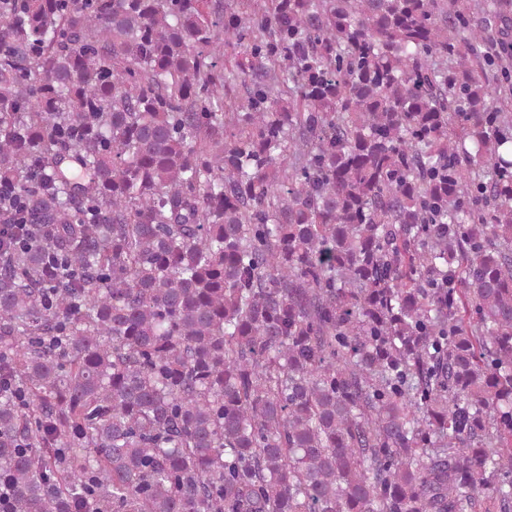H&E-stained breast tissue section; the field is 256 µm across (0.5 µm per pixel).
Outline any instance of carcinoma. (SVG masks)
I'll use <instances>...</instances> for the list:
<instances>
[{
    "mask_svg": "<svg viewBox=\"0 0 512 512\" xmlns=\"http://www.w3.org/2000/svg\"><path fill=\"white\" fill-rule=\"evenodd\" d=\"M211 2L0 6L6 512H512V0Z\"/></svg>",
    "mask_w": 512,
    "mask_h": 512,
    "instance_id": "cac0c4a2",
    "label": "carcinoma"
}]
</instances>
